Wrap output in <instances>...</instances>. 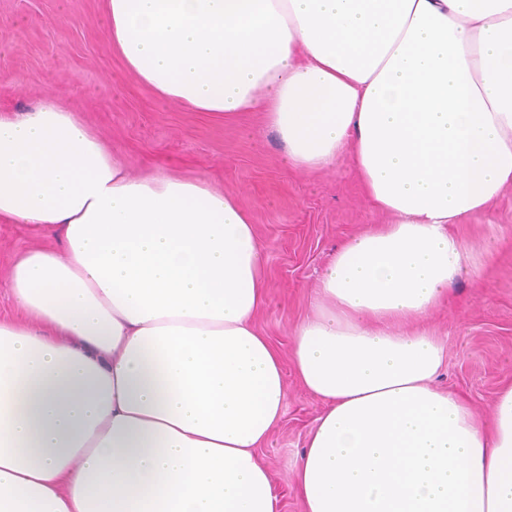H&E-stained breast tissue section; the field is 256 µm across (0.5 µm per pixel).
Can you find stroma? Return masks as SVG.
I'll list each match as a JSON object with an SVG mask.
<instances>
[{
  "instance_id": "stroma-1",
  "label": "stroma",
  "mask_w": 512,
  "mask_h": 512,
  "mask_svg": "<svg viewBox=\"0 0 512 512\" xmlns=\"http://www.w3.org/2000/svg\"><path fill=\"white\" fill-rule=\"evenodd\" d=\"M104 2L0 0V113L55 97L112 147L131 175L202 178L250 212L268 286L256 326L279 350L286 377L284 416L259 455L280 512H303L294 467L324 403L298 384L293 335L316 312L318 279L332 254L390 217L368 202L348 157L324 170L292 169L284 163L285 144L258 115L227 124L157 97L113 52ZM455 230L480 270L458 279L426 323L446 342L438 385L455 390L486 421L500 386L512 381V186ZM51 242L26 225L1 221L0 282L19 253ZM488 242L494 251L487 257Z\"/></svg>"
}]
</instances>
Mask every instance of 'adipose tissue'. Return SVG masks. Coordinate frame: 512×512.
<instances>
[{
  "label": "adipose tissue",
  "instance_id": "ef3b65f1",
  "mask_svg": "<svg viewBox=\"0 0 512 512\" xmlns=\"http://www.w3.org/2000/svg\"><path fill=\"white\" fill-rule=\"evenodd\" d=\"M113 51L158 97L262 113L286 164L350 154L390 214L325 268L295 330L326 408L304 512H512V384L490 425L435 386L407 328L473 269L450 225L512 185V0H107ZM0 220L53 235L0 319V512H279L256 454L284 415L249 213L203 179L130 175L54 99L0 113Z\"/></svg>",
  "mask_w": 512,
  "mask_h": 512
}]
</instances>
